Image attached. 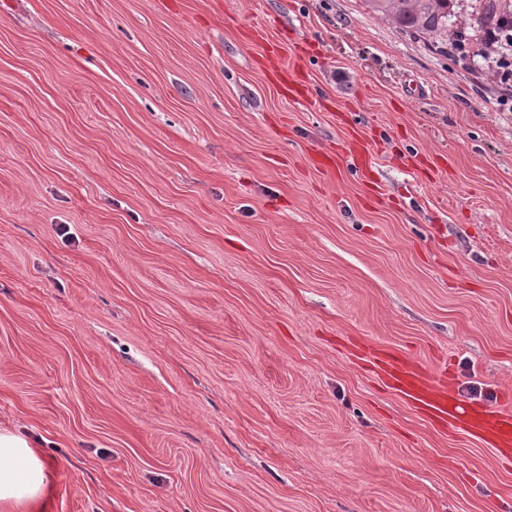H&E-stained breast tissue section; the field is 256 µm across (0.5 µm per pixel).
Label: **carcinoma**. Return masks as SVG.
<instances>
[{
	"label": "carcinoma",
	"instance_id": "carcinoma-1",
	"mask_svg": "<svg viewBox=\"0 0 512 512\" xmlns=\"http://www.w3.org/2000/svg\"><path fill=\"white\" fill-rule=\"evenodd\" d=\"M452 0H364L374 15L425 36L448 33Z\"/></svg>",
	"mask_w": 512,
	"mask_h": 512
}]
</instances>
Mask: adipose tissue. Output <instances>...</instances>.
Segmentation results:
<instances>
[{
    "label": "adipose tissue",
    "instance_id": "1",
    "mask_svg": "<svg viewBox=\"0 0 512 512\" xmlns=\"http://www.w3.org/2000/svg\"><path fill=\"white\" fill-rule=\"evenodd\" d=\"M48 465L37 443L0 430V512H44Z\"/></svg>",
    "mask_w": 512,
    "mask_h": 512
}]
</instances>
